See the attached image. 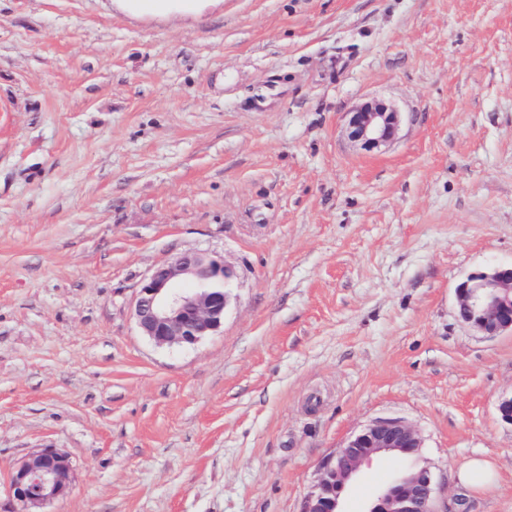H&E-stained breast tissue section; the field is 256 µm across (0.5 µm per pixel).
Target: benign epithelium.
<instances>
[{"label": "benign epithelium", "mask_w": 512, "mask_h": 512, "mask_svg": "<svg viewBox=\"0 0 512 512\" xmlns=\"http://www.w3.org/2000/svg\"><path fill=\"white\" fill-rule=\"evenodd\" d=\"M401 113L383 102L357 106L349 118L348 138L371 152L390 143ZM234 271L224 262L198 252L181 253L156 267L139 286L135 316L140 333L158 347L192 346L224 323ZM457 317L484 336L512 334V263L473 272L456 288ZM501 423L512 427V394L496 406ZM423 438L406 418L372 419L320 465L302 512H344L341 495L359 468L383 454L415 465L407 477L390 481L367 512H439L436 483L429 468L418 464ZM71 461L55 448L30 452L13 469L10 492L20 512H35L70 489Z\"/></svg>", "instance_id": "obj_1"}]
</instances>
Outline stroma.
Listing matches in <instances>:
<instances>
[{"label": "stroma", "mask_w": 512, "mask_h": 512, "mask_svg": "<svg viewBox=\"0 0 512 512\" xmlns=\"http://www.w3.org/2000/svg\"><path fill=\"white\" fill-rule=\"evenodd\" d=\"M374 98L402 122L367 152L344 129ZM189 251L237 272L224 324L159 348L138 287ZM511 262L512 0H0V512L42 447L72 463L45 512H299L383 415L440 512H512V335L455 292ZM471 459L496 482L461 485ZM123 11L134 15L164 16L168 14H198L204 0H118Z\"/></svg>", "instance_id": "1"}]
</instances>
